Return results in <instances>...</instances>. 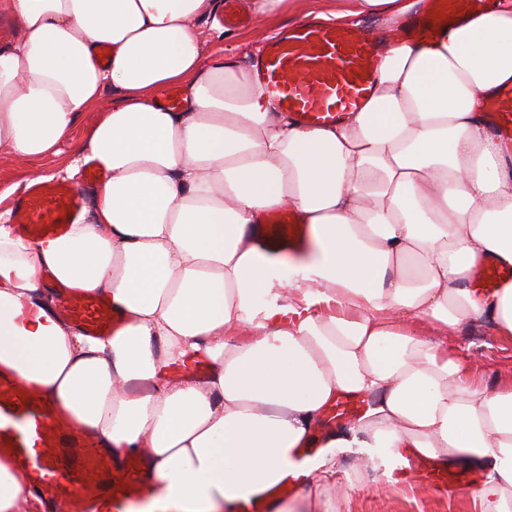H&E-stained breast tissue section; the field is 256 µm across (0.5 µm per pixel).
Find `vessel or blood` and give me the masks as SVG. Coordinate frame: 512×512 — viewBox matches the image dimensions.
<instances>
[{"label":"vessel or blood","instance_id":"obj_1","mask_svg":"<svg viewBox=\"0 0 512 512\" xmlns=\"http://www.w3.org/2000/svg\"><path fill=\"white\" fill-rule=\"evenodd\" d=\"M491 0H427V7L402 30L412 41L433 40L446 24L488 11ZM382 62L375 38L349 25L304 21L271 40L258 63L262 95L301 126L324 129L342 124L371 96ZM491 130L512 139V85L501 87L486 114ZM84 210V198L65 182H35L15 206L20 235L29 239L64 234ZM259 236L272 253L302 252L308 231L294 208L271 213ZM512 282V268L488 260L473 272L472 283L491 293ZM57 315L92 336H109L122 326L119 314L102 294L62 288ZM357 397H341L322 421L324 430L354 419ZM317 452L307 442L296 449L289 475L275 495L293 491ZM11 459L52 512H147L160 489L147 474L142 454L115 455L94 432L78 427L55 403L16 373L0 368V457ZM419 478L451 491H474L478 473L442 469L433 459L412 461Z\"/></svg>","mask_w":512,"mask_h":512}]
</instances>
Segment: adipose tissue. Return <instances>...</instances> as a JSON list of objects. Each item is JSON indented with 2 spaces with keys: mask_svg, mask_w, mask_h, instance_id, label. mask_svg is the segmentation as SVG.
Segmentation results:
<instances>
[{
  "mask_svg": "<svg viewBox=\"0 0 512 512\" xmlns=\"http://www.w3.org/2000/svg\"><path fill=\"white\" fill-rule=\"evenodd\" d=\"M336 21L399 20L420 0H341ZM216 0H0L22 21L0 48V149L56 152L103 90L117 100L74 150L108 177L66 234L17 236L0 212V366L125 454L149 451L151 512H237L288 474L322 409L369 396L274 512H337L342 457L390 483L408 456L479 469V512H512V382L477 378L442 335L491 322L512 339V282L472 291L484 260L512 266V141L483 113L512 84V0L394 41L363 109L311 130L261 95L255 62L206 57L193 29ZM108 63H100V49ZM184 86L171 111L154 92ZM307 249L272 256L258 226L284 205ZM103 293L123 325L94 338L40 288ZM431 326L432 335L416 331ZM201 361L205 377L171 379ZM45 504L0 459V512Z\"/></svg>",
  "mask_w": 512,
  "mask_h": 512,
  "instance_id": "1",
  "label": "adipose tissue"
}]
</instances>
